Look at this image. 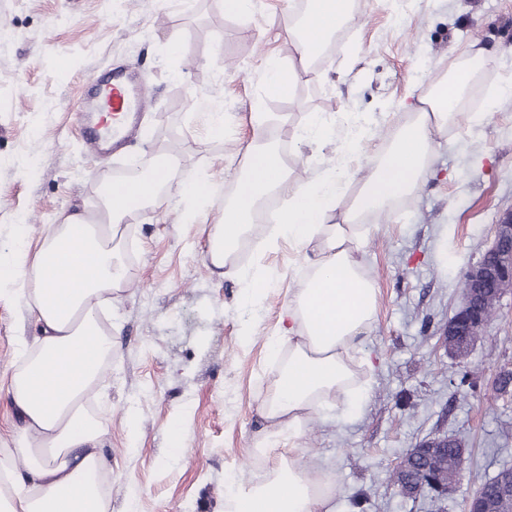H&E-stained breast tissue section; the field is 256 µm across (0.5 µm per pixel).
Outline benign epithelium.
<instances>
[{
	"label": "benign epithelium",
	"instance_id": "1",
	"mask_svg": "<svg viewBox=\"0 0 512 512\" xmlns=\"http://www.w3.org/2000/svg\"><path fill=\"white\" fill-rule=\"evenodd\" d=\"M465 288L462 302L455 314L448 319L442 332L445 351L455 357L467 355L472 347V337L479 335L486 323L485 304L500 301L512 288V212L506 213L495 225L490 248L475 265L464 273ZM456 484H442L431 474L420 470V478L407 481L397 487L403 496H411L424 489L438 498L452 494ZM466 512H493V504L481 487L468 501Z\"/></svg>",
	"mask_w": 512,
	"mask_h": 512
}]
</instances>
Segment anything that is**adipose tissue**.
Here are the masks:
<instances>
[{"instance_id":"ef3b65f1","label":"adipose tissue","mask_w":512,"mask_h":512,"mask_svg":"<svg viewBox=\"0 0 512 512\" xmlns=\"http://www.w3.org/2000/svg\"><path fill=\"white\" fill-rule=\"evenodd\" d=\"M353 20L351 0H307L299 26L287 35L307 64ZM489 58L482 48L468 54L452 78L419 95L387 148L368 149L367 125L355 124L336 147L335 165L318 180L303 178L294 186L287 160L267 140L269 116L254 113L255 136L243 173L209 229L207 257L223 267L251 230L260 202L282 190L288 200L267 244L285 239L308 257L283 325L267 338L271 354L285 360L262 403L264 425L252 448L267 463L264 477L235 481L230 512H336L326 461L298 442L322 407L345 409L361 397L354 364L376 308V290L361 259L372 228L362 218L388 217L396 200L415 194L439 134L477 124L460 103ZM176 165L175 154L164 153L148 176L130 179L105 197L98 220L63 215L36 244L20 232L0 268V279L9 280L12 295L27 305L41 331L24 363L13 369L7 390L23 425L0 461V471L10 475L0 512H110L97 482L108 431L85 405L115 355L98 309L127 283L122 225L128 213L144 203L162 205L159 190L170 183Z\"/></svg>"}]
</instances>
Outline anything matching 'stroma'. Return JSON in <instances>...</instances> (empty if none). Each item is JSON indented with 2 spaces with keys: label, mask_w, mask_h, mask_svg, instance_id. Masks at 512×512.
<instances>
[{
  "label": "stroma",
  "mask_w": 512,
  "mask_h": 512,
  "mask_svg": "<svg viewBox=\"0 0 512 512\" xmlns=\"http://www.w3.org/2000/svg\"><path fill=\"white\" fill-rule=\"evenodd\" d=\"M400 8L397 21L389 0H353L354 23L305 67L286 38L301 15L298 0H262L239 17L226 16L222 0H0V256L18 225L35 240L60 213L95 215L97 180L134 162L152 166L173 142L174 181L213 185L208 219L216 221L254 137L253 113L272 114L273 141L287 151L294 177L313 180L336 156L344 115L373 120L370 143L384 144L408 115L416 84L447 76L467 52H496L469 100L482 103L512 80V0H402ZM273 65L292 70V96L266 95ZM117 66L138 73L148 103L124 153L95 155L77 107L90 75ZM212 112L224 115L222 137L210 133ZM316 116L329 136L301 139L299 129ZM184 206L172 189L162 209L134 211L125 227L128 286L100 310L116 355L88 407L109 431L112 512H224L225 475L256 471L250 449L274 377L267 338L303 253L286 240L263 247L267 225L257 222L244 238L247 262L273 279L246 310L239 262L212 266L206 224L183 222ZM510 211L512 96L470 130L438 136L417 195L374 222L365 268L378 306L363 348L373 368L356 370L370 384L355 409L323 411L301 440L329 458L337 512H464L485 481L512 467V392L495 384L500 369H512V290L466 357L440 345L466 269ZM37 334L27 309L0 296L1 449L20 425L5 394L9 372L22 361L21 341ZM176 424L187 433L181 449L170 435ZM438 434L464 450L454 492L403 497L391 469Z\"/></svg>",
  "instance_id": "stroma-1"
}]
</instances>
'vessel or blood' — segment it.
Segmentation results:
<instances>
[{
    "instance_id": "b4317fda",
    "label": "vessel or blood",
    "mask_w": 512,
    "mask_h": 512,
    "mask_svg": "<svg viewBox=\"0 0 512 512\" xmlns=\"http://www.w3.org/2000/svg\"><path fill=\"white\" fill-rule=\"evenodd\" d=\"M91 81L103 97L104 109L112 115L111 123L93 122L84 127L87 147L94 152L106 146L120 147L135 129L139 114L145 104L143 88L134 74L113 69L92 76Z\"/></svg>"
}]
</instances>
